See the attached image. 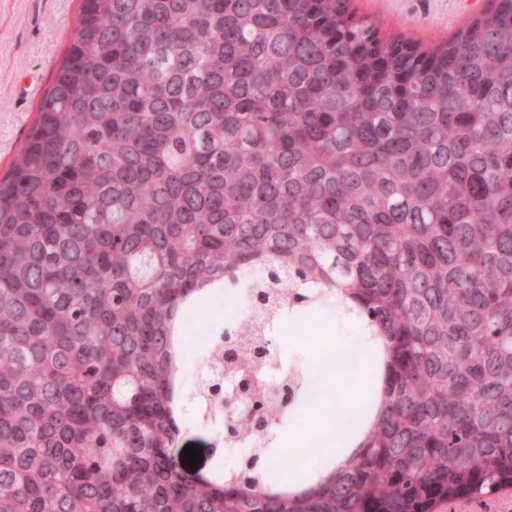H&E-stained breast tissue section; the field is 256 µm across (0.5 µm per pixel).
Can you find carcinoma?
Segmentation results:
<instances>
[{
    "mask_svg": "<svg viewBox=\"0 0 512 512\" xmlns=\"http://www.w3.org/2000/svg\"><path fill=\"white\" fill-rule=\"evenodd\" d=\"M340 294L388 360L359 450L293 495L271 449L172 465V318ZM216 338L204 416L268 440L302 382ZM512 489V0L421 49L347 0H81L0 177V512H438Z\"/></svg>",
    "mask_w": 512,
    "mask_h": 512,
    "instance_id": "obj_1",
    "label": "carcinoma"
}]
</instances>
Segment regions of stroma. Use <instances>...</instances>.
<instances>
[{
  "instance_id": "1",
  "label": "stroma",
  "mask_w": 512,
  "mask_h": 512,
  "mask_svg": "<svg viewBox=\"0 0 512 512\" xmlns=\"http://www.w3.org/2000/svg\"><path fill=\"white\" fill-rule=\"evenodd\" d=\"M488 0H349L357 19L370 24L380 39H401L420 47L434 46L486 8ZM80 0H0V175L33 124L38 106L61 63ZM320 341L317 330L294 341L275 335V370L302 365ZM189 419L181 425L170 453L181 459L185 446L199 448L200 469L209 474L236 464L224 447L219 426L196 415L187 400Z\"/></svg>"
}]
</instances>
